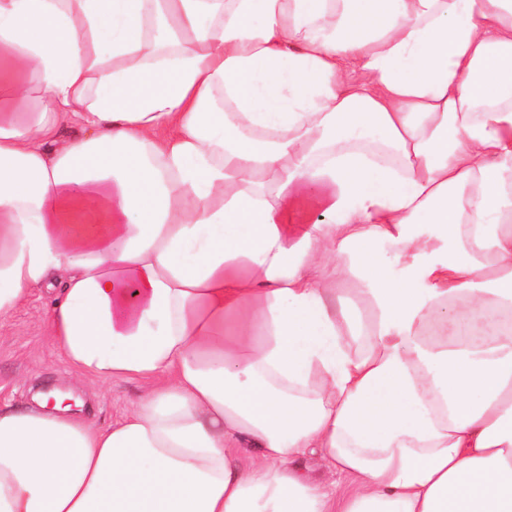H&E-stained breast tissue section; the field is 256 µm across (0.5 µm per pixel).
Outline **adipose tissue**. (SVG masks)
<instances>
[{
    "label": "adipose tissue",
    "instance_id": "adipose-tissue-1",
    "mask_svg": "<svg viewBox=\"0 0 512 512\" xmlns=\"http://www.w3.org/2000/svg\"><path fill=\"white\" fill-rule=\"evenodd\" d=\"M40 288L148 388L0 406V512H512V0H0V319Z\"/></svg>",
    "mask_w": 512,
    "mask_h": 512
}]
</instances>
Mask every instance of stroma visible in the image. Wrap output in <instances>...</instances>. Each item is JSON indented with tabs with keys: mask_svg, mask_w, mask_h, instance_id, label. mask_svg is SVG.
<instances>
[{
	"mask_svg": "<svg viewBox=\"0 0 512 512\" xmlns=\"http://www.w3.org/2000/svg\"><path fill=\"white\" fill-rule=\"evenodd\" d=\"M50 298L35 291L5 320L0 321V403L31 402L32 376L46 388L58 387L83 395L91 421L106 427L121 418L130 403L144 391V383L115 380L100 384L76 378L48 336Z\"/></svg>",
	"mask_w": 512,
	"mask_h": 512,
	"instance_id": "35a3bbf8",
	"label": "stroma"
}]
</instances>
